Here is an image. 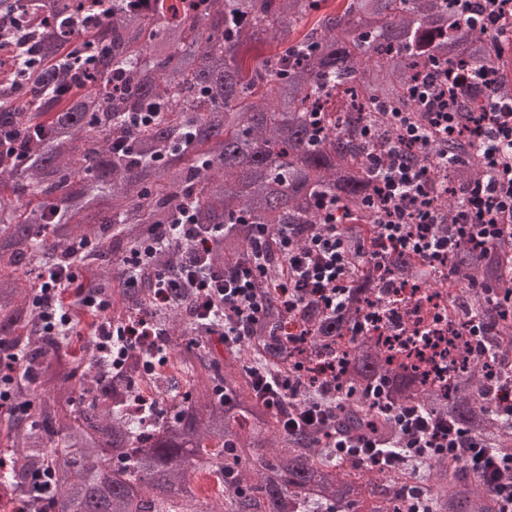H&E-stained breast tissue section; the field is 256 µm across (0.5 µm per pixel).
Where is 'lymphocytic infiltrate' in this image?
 <instances>
[{
  "instance_id": "lymphocytic-infiltrate-1",
  "label": "lymphocytic infiltrate",
  "mask_w": 512,
  "mask_h": 512,
  "mask_svg": "<svg viewBox=\"0 0 512 512\" xmlns=\"http://www.w3.org/2000/svg\"><path fill=\"white\" fill-rule=\"evenodd\" d=\"M455 6L462 21L492 36L501 34L503 23L512 21V0H455ZM458 81L490 89L482 111L460 112L456 98L448 94L449 84ZM500 85L501 74L495 68L451 72L437 64L417 78L410 94L421 109L420 118L407 112L392 113L394 137L384 152L369 159L368 172L375 189L366 205L380 215L372 238L351 242L336 223L335 198L326 196L318 202L322 222L306 238H299L292 224L280 225L274 234L267 225L253 224L249 227L250 260L212 268L206 263L207 255L224 227L217 224L201 229L192 210L185 208L175 215L166 235L145 242L127 259L128 285H137L139 275H147L154 300L161 304L182 289H192L198 320L205 322L208 335L229 347L249 338L252 326L264 316L266 300L258 283L274 261L285 266L275 293L287 314L312 304L323 312L336 313L348 305V280L357 257L378 256L383 247L393 245L436 269L462 244L478 243L490 249L512 240V95H499ZM461 135L469 137L487 177L461 189L458 210L446 223L435 200L447 192V185L438 183L429 169L412 163L408 153ZM171 242L182 247L179 264L153 266L157 250ZM39 290L36 303L43 330L51 336L68 335L73 328V308L66 303V294H73L93 312L110 307L109 301L80 282L70 262L40 273ZM134 348L145 350L152 361L164 350L162 331L149 310H138L120 325L99 323L97 349L112 368H119ZM253 375L260 395L283 413L288 429L326 419L320 402L295 405L297 374L273 375L258 368ZM387 410L398 435L395 443L372 435L334 434L330 447L343 456L365 457L383 469L408 459L423 462L449 456L491 480L496 512H512V451L451 427L416 405L392 403Z\"/></svg>"
}]
</instances>
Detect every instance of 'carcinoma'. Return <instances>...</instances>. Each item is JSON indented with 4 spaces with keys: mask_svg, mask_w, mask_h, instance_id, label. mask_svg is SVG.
Instances as JSON below:
<instances>
[{
    "mask_svg": "<svg viewBox=\"0 0 512 512\" xmlns=\"http://www.w3.org/2000/svg\"><path fill=\"white\" fill-rule=\"evenodd\" d=\"M111 7L102 23L87 24L92 0H0V36L10 34L18 11H34L39 64L24 75L49 87L48 97L25 99L16 72L0 69V342L27 356L13 384L22 412L0 415V447L12 449L0 512L23 499L26 512H403L382 470L337 456L326 439L334 431L394 439L386 404L369 397L384 380L392 402L417 404L512 448V430L489 407L498 360L448 348L442 358L453 378L434 385L417 366L394 361L392 337L353 331L387 283L449 292L452 302L482 309L484 290L505 287L507 246L487 254L464 244L442 278L395 253L381 263L359 259L346 309L302 310L303 345L295 347L281 339L274 263L261 280L266 318L222 361L206 352L185 290L157 313L167 346L165 370L154 373L137 351L112 369L92 327L86 359H71L63 340L41 332L32 277L81 242L87 247L76 262L99 267L89 286L104 292L109 277L99 261H118L185 207L203 226L234 225L212 245L216 266L247 259V223L272 233L281 224H320L316 201L325 193L336 197L337 223L371 231L378 214L364 205L374 190L365 159L381 144L362 137L365 125L387 134L391 112L421 118L409 89L432 61L450 70L496 68L512 41L458 23L455 0H347L299 37L318 0H112ZM78 38L96 63L62 89L49 75H68ZM261 39L279 51L247 70L240 50ZM451 93L465 111L482 109V89ZM134 112L157 116L131 129L124 120ZM444 152L466 149L460 140L438 141L413 158L450 186L484 177L471 155L440 170ZM457 204L451 191L436 200L448 221ZM180 252L174 243L155 261L175 266ZM150 304V289L121 286L106 316L122 320ZM511 334L512 321L492 315L487 345ZM299 354L309 367L336 363L337 395L321 396L302 374L295 403L318 399L330 420L290 433L256 396L251 368L285 372ZM198 369L207 384L176 391V376ZM144 391L153 399L135 418L126 403ZM45 471L52 492L30 497L31 476ZM198 472L221 487L206 511ZM462 472L439 456L412 471L430 490L431 512H492L491 486Z\"/></svg>",
    "mask_w": 512,
    "mask_h": 512,
    "instance_id": "obj_1",
    "label": "carcinoma"
}]
</instances>
